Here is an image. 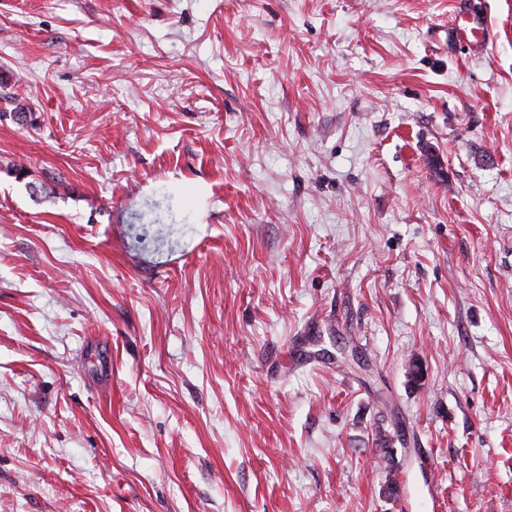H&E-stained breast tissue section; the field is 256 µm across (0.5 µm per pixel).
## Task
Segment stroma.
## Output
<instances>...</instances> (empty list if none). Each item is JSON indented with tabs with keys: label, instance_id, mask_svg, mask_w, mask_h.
I'll return each mask as SVG.
<instances>
[{
	"label": "stroma",
	"instance_id": "stroma-1",
	"mask_svg": "<svg viewBox=\"0 0 512 512\" xmlns=\"http://www.w3.org/2000/svg\"><path fill=\"white\" fill-rule=\"evenodd\" d=\"M0 512H512V0H0ZM454 33L456 38L472 42L473 40L477 43H485L489 39V30L485 22L474 20L467 24H457L454 27Z\"/></svg>",
	"mask_w": 512,
	"mask_h": 512
}]
</instances>
